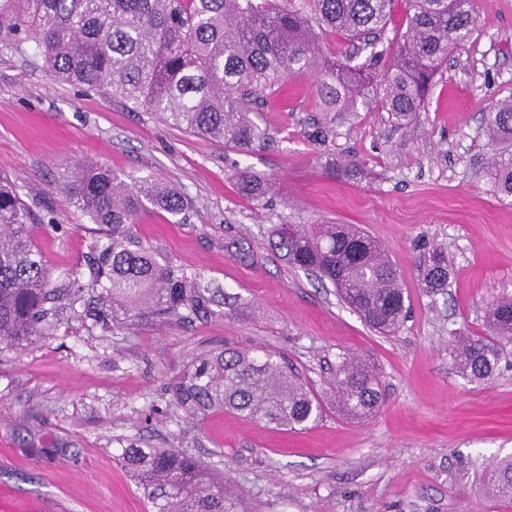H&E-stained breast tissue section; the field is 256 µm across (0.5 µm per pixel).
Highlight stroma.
Wrapping results in <instances>:
<instances>
[{
	"label": "stroma",
	"instance_id": "stroma-1",
	"mask_svg": "<svg viewBox=\"0 0 512 512\" xmlns=\"http://www.w3.org/2000/svg\"><path fill=\"white\" fill-rule=\"evenodd\" d=\"M477 30L451 50L417 121L394 129L381 98L338 119L328 151L353 156L357 178L321 167L305 131L314 89L291 77L263 117L275 147L238 152L63 82L31 49L0 51V171L26 200L53 212L35 240L53 276L83 270L92 223L66 194L87 163L121 178L152 176L183 193L173 216L147 208L133 228L164 261L204 274L251 307L240 319L162 321L136 314L115 325L81 322L71 308L21 347L0 342V496L36 499L44 512H154L120 454L128 442L178 448L230 478L256 512H500L480 476L512 456V354L494 374L456 371L448 336L485 331L484 314L512 296V197L486 174L493 145L482 115L512 99V0H476ZM266 186L241 195L238 175ZM355 224L381 243L405 290L408 319L392 336L364 325L330 282L268 244L273 224ZM442 248L452 268L445 301L420 293L423 257ZM267 346L314 390L326 413L294 432L224 411L181 435L148 417L193 356ZM349 352L383 376L384 400L354 421L323 373ZM470 461L458 473L456 457Z\"/></svg>",
	"mask_w": 512,
	"mask_h": 512
}]
</instances>
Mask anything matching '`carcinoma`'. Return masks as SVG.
Instances as JSON below:
<instances>
[{
	"label": "carcinoma",
	"instance_id": "1",
	"mask_svg": "<svg viewBox=\"0 0 512 512\" xmlns=\"http://www.w3.org/2000/svg\"><path fill=\"white\" fill-rule=\"evenodd\" d=\"M475 0H406V31L397 44L377 47L395 0H0V45L34 46L63 81L103 90L135 109L224 143L240 152L274 145L261 112L267 95L287 76L315 83L307 137L320 146L336 138V115L356 117L370 105L375 78L389 117L397 125L417 120L448 50L464 47L476 29ZM354 47L343 58L324 52L325 37ZM483 124L501 151L490 161L495 191L512 196V100L495 103ZM321 166L346 176L357 162L325 151ZM242 192L263 195L261 181L240 175ZM0 173V342L31 344L47 335L46 304L55 299L51 273L33 229L45 222ZM67 196L97 225L85 281L61 284L71 304L90 302L79 319L117 324L139 310L166 320L242 318L248 303L199 273L160 263L132 232L146 205L181 214L186 198L152 178L127 181L90 163L67 184ZM269 244L291 264L329 281L341 300L373 330L395 333L406 318L404 288L382 246L354 224H274ZM450 271L433 249L422 272L429 305L448 295ZM487 334L451 333L448 347L459 373L490 377L512 346V298L485 314ZM342 411L368 418L383 400L376 370L344 354L332 373ZM165 410L192 427L210 413L229 410L254 424L302 430L322 419L324 399L288 371L281 354L258 347H226L192 358L165 389ZM124 465L147 489L156 512H252L233 481L207 463L174 448L123 449ZM486 484L512 507V458L486 466Z\"/></svg>",
	"mask_w": 512,
	"mask_h": 512
}]
</instances>
